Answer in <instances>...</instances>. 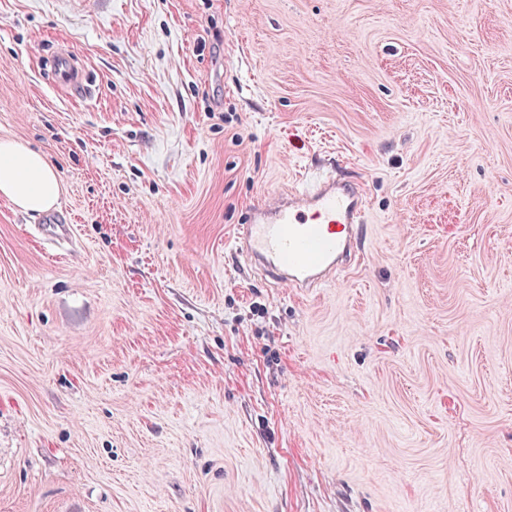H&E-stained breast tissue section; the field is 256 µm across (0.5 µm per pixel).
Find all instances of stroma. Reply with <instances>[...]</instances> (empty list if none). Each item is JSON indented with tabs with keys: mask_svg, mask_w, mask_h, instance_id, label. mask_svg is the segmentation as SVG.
<instances>
[{
	"mask_svg": "<svg viewBox=\"0 0 512 512\" xmlns=\"http://www.w3.org/2000/svg\"><path fill=\"white\" fill-rule=\"evenodd\" d=\"M0 139V512H512V0H0ZM332 174L360 261L274 286ZM52 70L55 77L66 86L72 87L86 96L91 94V86L82 71L75 66L69 54L60 53L52 58ZM60 193V177L44 155L21 142L0 140V197L25 212L41 213ZM363 211L360 183L328 176L261 198L238 227L237 250L277 287L322 288L356 261Z\"/></svg>",
	"mask_w": 512,
	"mask_h": 512,
	"instance_id": "stroma-1",
	"label": "stroma"
}]
</instances>
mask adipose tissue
Returning a JSON list of instances; mask_svg holds the SVG:
<instances>
[{
    "instance_id": "1",
    "label": "adipose tissue",
    "mask_w": 512,
    "mask_h": 512,
    "mask_svg": "<svg viewBox=\"0 0 512 512\" xmlns=\"http://www.w3.org/2000/svg\"><path fill=\"white\" fill-rule=\"evenodd\" d=\"M61 180L41 153L25 144L0 140V197L26 212L41 213L56 203Z\"/></svg>"
}]
</instances>
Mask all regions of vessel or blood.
<instances>
[{"instance_id":"obj_1","label":"vessel or blood","mask_w":512,"mask_h":512,"mask_svg":"<svg viewBox=\"0 0 512 512\" xmlns=\"http://www.w3.org/2000/svg\"><path fill=\"white\" fill-rule=\"evenodd\" d=\"M52 70L61 83L90 93V83L69 54L54 56ZM363 211L360 183L329 176L261 198L239 226L236 244L277 286L320 288L355 262Z\"/></svg>"}]
</instances>
